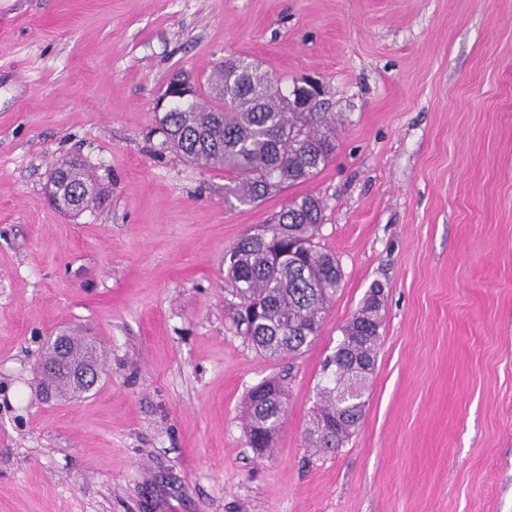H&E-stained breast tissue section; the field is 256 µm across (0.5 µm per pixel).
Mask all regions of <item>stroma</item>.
<instances>
[{
    "label": "stroma",
    "instance_id": "1",
    "mask_svg": "<svg viewBox=\"0 0 512 512\" xmlns=\"http://www.w3.org/2000/svg\"><path fill=\"white\" fill-rule=\"evenodd\" d=\"M324 88L336 154L253 205L166 148L174 73L225 59ZM80 159L93 200L47 194ZM343 280L319 336L268 360L237 330L224 252L296 196ZM382 339L338 452L307 428L373 285ZM103 355L45 397L46 340ZM278 379L273 450L244 400ZM0 512H512V0H0Z\"/></svg>",
    "mask_w": 512,
    "mask_h": 512
}]
</instances>
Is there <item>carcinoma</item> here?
I'll return each instance as SVG.
<instances>
[{"label": "carcinoma", "mask_w": 512, "mask_h": 512, "mask_svg": "<svg viewBox=\"0 0 512 512\" xmlns=\"http://www.w3.org/2000/svg\"><path fill=\"white\" fill-rule=\"evenodd\" d=\"M210 93L213 102L205 105L191 90V98L163 114L160 130L165 143L189 162L223 170L240 203L252 205L287 185L307 182L331 161L336 148L331 121L314 112V105H299L301 99L316 100V89L287 95L258 66L235 60L216 72ZM323 212L314 195L290 199L224 253V277L239 299L237 326L266 358L297 355L310 345L341 287L338 260L314 242ZM380 293L370 289L324 364L330 377L317 388L308 428L312 447L323 452L343 447L362 418L380 340ZM283 395L275 380L248 394L246 433L262 457L283 424Z\"/></svg>", "instance_id": "1"}]
</instances>
